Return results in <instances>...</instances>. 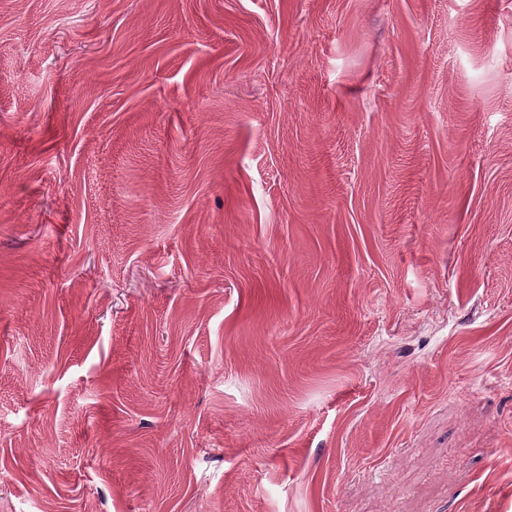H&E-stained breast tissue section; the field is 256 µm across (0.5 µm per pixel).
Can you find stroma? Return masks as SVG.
Segmentation results:
<instances>
[{"instance_id":"1","label":"stroma","mask_w":512,"mask_h":512,"mask_svg":"<svg viewBox=\"0 0 512 512\" xmlns=\"http://www.w3.org/2000/svg\"><path fill=\"white\" fill-rule=\"evenodd\" d=\"M0 512H512V0H0Z\"/></svg>"}]
</instances>
